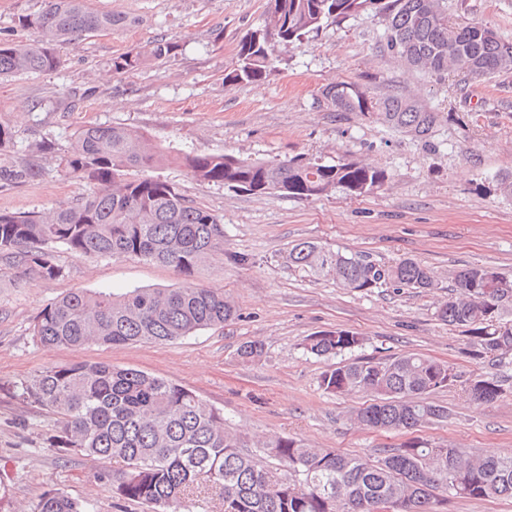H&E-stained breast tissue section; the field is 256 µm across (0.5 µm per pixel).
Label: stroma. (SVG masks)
Instances as JSON below:
<instances>
[{
	"label": "stroma",
	"instance_id": "obj_1",
	"mask_svg": "<svg viewBox=\"0 0 512 512\" xmlns=\"http://www.w3.org/2000/svg\"><path fill=\"white\" fill-rule=\"evenodd\" d=\"M100 13L137 23L83 36L64 45L53 73L0 79V123L14 133L0 149V212L46 214L71 205L87 180L60 165L75 129L125 125L155 143L186 152L244 158L319 161L349 159L384 168L389 182L373 193H333L298 200L251 194L201 182L176 165L152 174L177 184L224 222V249L192 277L134 259L90 258L59 247L64 277L47 280L28 269L0 266V477L11 489L6 512H30L57 488L88 512H147L114 498L101 481L121 461L65 455L42 442L56 417L21 403L22 382L37 371L73 362H103L143 370L191 389L223 410L226 424L248 448L290 437L314 448L362 457L396 447L405 435L358 426L366 397L333 395L320 386L337 362L418 353L453 366L460 381L432 395L448 408L447 422L420 435L475 454L512 452V355L497 363L473 360L467 337L437 316L451 276L473 265L512 279V196L497 187L512 171V72L477 81L467 73L408 69L386 46V22L361 14L310 33L283 51V64L261 83L226 86L239 41L260 24L268 0H90ZM450 21L490 25L512 42V0H443ZM177 43L175 56L136 72L115 75L113 56L152 40ZM365 84L377 97L413 95L436 121L415 137L356 112H329L317 97L326 85ZM312 241L377 263L412 258L430 267L429 293L379 286L340 287L328 277L288 266L291 245ZM245 256L238 265L234 256ZM223 289L238 317L232 323L163 344L88 345L48 349L32 327L49 302L75 289L122 293L133 288H178L186 283ZM345 329L362 336L361 349L341 358L307 354L319 331ZM264 346L260 361L244 364L239 346ZM489 372L501 397L478 402L464 380Z\"/></svg>",
	"mask_w": 512,
	"mask_h": 512
}]
</instances>
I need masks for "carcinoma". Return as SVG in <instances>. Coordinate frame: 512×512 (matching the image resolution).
<instances>
[{
	"instance_id": "1",
	"label": "carcinoma",
	"mask_w": 512,
	"mask_h": 512,
	"mask_svg": "<svg viewBox=\"0 0 512 512\" xmlns=\"http://www.w3.org/2000/svg\"><path fill=\"white\" fill-rule=\"evenodd\" d=\"M422 0H269L261 25L240 41L235 65L224 84L259 82L276 71L275 48L286 49L327 23L372 13L387 22V47L414 41V69L441 74L466 72L475 79L512 71V43L482 23L454 26L441 0L426 13ZM17 27L30 41L0 38V78L58 70V46L87 34L110 33L131 24L126 17L99 13L88 0H44L35 13L21 14ZM175 53V45L150 40L112 58L114 74H126ZM320 94L330 112H359L416 137L429 133L433 113L397 95L376 98L356 82L327 85ZM175 162L191 177L229 189L278 192L311 200L332 192L360 197L382 188L389 173L361 161L322 163L255 161L228 153L174 152L128 126L88 125L71 135L61 158L71 176L92 184L78 203L35 214L0 213V262L29 267L44 279L65 275L55 248L94 257L160 263L189 276L215 250L224 248L220 217L198 206L166 180L136 173ZM288 263L353 291L391 284L427 292L434 273L412 258L391 265L326 249L311 241L294 244ZM454 289L438 317L466 334L473 358L512 353V280L494 269L472 266L453 275ZM236 317L221 288L188 283L179 288H134L121 295L73 290L48 303L36 316L32 336L42 346L164 344ZM365 337L349 330L325 331L307 339L317 357L362 348ZM258 341L243 343L238 357L263 355ZM457 382L454 368L417 354L384 361L350 362L322 373L320 386L336 395L368 394L355 414L369 429L412 435L398 448H381L362 458L328 448H309L291 438L262 443L258 454L243 452L241 435L228 429L224 412L166 378L105 363L75 362L46 367L21 384L20 401L58 416L56 433L44 444L71 454L119 459L126 470L101 475L123 501L152 512H191L195 499L217 501L219 512H375L382 497L400 501L399 512H440L450 497L512 498V452L487 456L463 448H438L415 435L448 420V407L429 400ZM477 401L502 395L491 373L467 382ZM31 512H85L59 489H50Z\"/></svg>"
}]
</instances>
